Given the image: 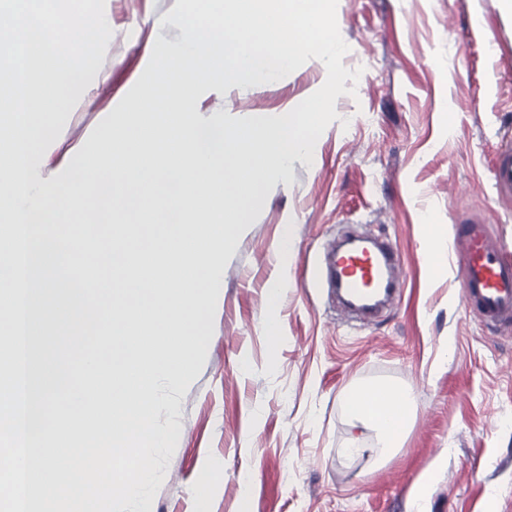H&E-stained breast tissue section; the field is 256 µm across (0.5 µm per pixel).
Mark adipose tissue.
<instances>
[{"instance_id":"adipose-tissue-1","label":"adipose tissue","mask_w":512,"mask_h":512,"mask_svg":"<svg viewBox=\"0 0 512 512\" xmlns=\"http://www.w3.org/2000/svg\"><path fill=\"white\" fill-rule=\"evenodd\" d=\"M343 401L355 423L375 430L389 448L401 440L413 408L409 391L383 385L353 388Z\"/></svg>"}]
</instances>
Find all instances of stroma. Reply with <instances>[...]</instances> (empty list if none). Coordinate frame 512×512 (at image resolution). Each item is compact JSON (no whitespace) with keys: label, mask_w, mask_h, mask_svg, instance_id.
I'll list each match as a JSON object with an SVG mask.
<instances>
[{"label":"stroma","mask_w":512,"mask_h":512,"mask_svg":"<svg viewBox=\"0 0 512 512\" xmlns=\"http://www.w3.org/2000/svg\"><path fill=\"white\" fill-rule=\"evenodd\" d=\"M176 4L105 0L113 34L95 71L69 81L74 103L55 128L65 147L86 143L155 40L180 41L166 19ZM337 22L342 64L362 74L345 81L312 162L293 160L252 201L203 319L213 336L200 372L185 392H156L175 402L157 426L180 431L158 457L151 512H512V330L466 307L454 225L477 218L512 259V200L492 182L512 145V11L497 0H338ZM326 76L312 59L272 83L209 90L196 115L285 112ZM428 219L446 232L440 275L427 263ZM348 231L388 240L403 260L396 301L365 323L325 285L322 247ZM370 384L413 391L414 417L389 454L343 405Z\"/></svg>","instance_id":"1"}]
</instances>
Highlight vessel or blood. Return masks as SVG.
Here are the masks:
<instances>
[{"label": "vessel or blood", "mask_w": 512, "mask_h": 512, "mask_svg": "<svg viewBox=\"0 0 512 512\" xmlns=\"http://www.w3.org/2000/svg\"><path fill=\"white\" fill-rule=\"evenodd\" d=\"M493 186L500 197H512L511 147L502 148L496 155ZM458 223L469 255L461 281L467 305L477 307L491 321L512 323V262L488 242L478 224L464 217ZM400 269L397 249L386 242L356 253H330L327 263L331 287L361 303L366 300L364 289L368 286L381 289L383 299H391Z\"/></svg>", "instance_id": "obj_1"}]
</instances>
